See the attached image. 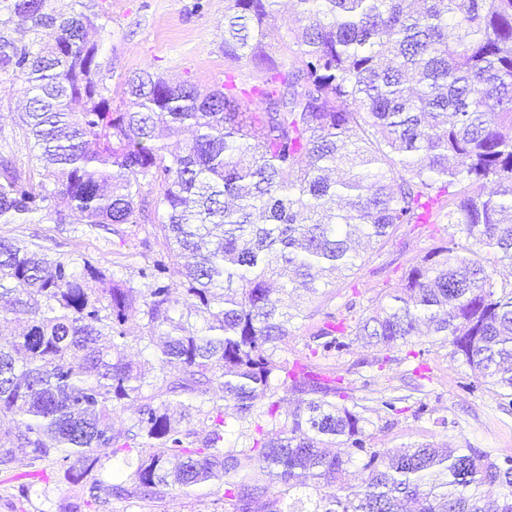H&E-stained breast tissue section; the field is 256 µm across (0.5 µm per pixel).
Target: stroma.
I'll return each mask as SVG.
<instances>
[{"instance_id":"1","label":"stroma","mask_w":512,"mask_h":512,"mask_svg":"<svg viewBox=\"0 0 512 512\" xmlns=\"http://www.w3.org/2000/svg\"><path fill=\"white\" fill-rule=\"evenodd\" d=\"M101 26L95 41L108 88L147 69L178 83L209 91L224 86V0H85ZM24 107L18 84L0 82V151L27 165L29 148L18 126ZM450 226L438 232L401 229L381 249L368 250L359 269L326 286L325 297L301 301L300 315L289 327L278 353L288 361H304L308 346L326 314L370 312L401 288L410 259L447 240ZM0 236L22 240L46 239L51 256L85 254L116 277L139 283L142 256L158 254L162 246L150 226L125 225L123 235L83 224H55L46 214L28 224H0ZM312 369L338 379L341 387L366 407V445L374 450L409 442L473 446L498 459H512V401L485 390L473 372L450 356L448 344L436 336L413 349L394 350L384 361L377 349L350 340L348 347L315 358ZM421 383L402 402V411L388 414L381 401L395 389ZM60 462L34 472L22 467L0 471V512H55L65 498L84 501L83 512H141L126 499L109 498L107 506L88 504V482L70 483ZM159 512H224L216 487L173 491Z\"/></svg>"}]
</instances>
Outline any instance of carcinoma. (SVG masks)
<instances>
[{"label": "carcinoma", "mask_w": 512, "mask_h": 512, "mask_svg": "<svg viewBox=\"0 0 512 512\" xmlns=\"http://www.w3.org/2000/svg\"><path fill=\"white\" fill-rule=\"evenodd\" d=\"M75 2L65 16L50 0H0V79L21 82L32 144L28 169L0 160V224L44 211L117 233L152 209L162 251L134 285L0 236V324L20 328L0 340V468L69 461L80 482L121 455L125 484L109 495L160 503L210 483L224 512H512L511 459L427 442L367 450L343 388L274 359L294 314L272 288L317 295L357 266L355 240L380 249L446 219L456 231L391 302L352 325L327 314L310 355L349 335L390 353L425 326L512 398V280L498 269L512 268V0H294L304 24L273 51L276 0H225L224 61L251 66L249 87L231 69L205 93L143 71L123 81V110L88 38L98 16ZM15 17L30 41L9 32ZM58 198L68 212L52 211ZM130 338L154 364L126 359ZM288 385L296 406L283 411ZM230 400L250 427L240 446L226 444Z\"/></svg>", "instance_id": "carcinoma-1"}]
</instances>
